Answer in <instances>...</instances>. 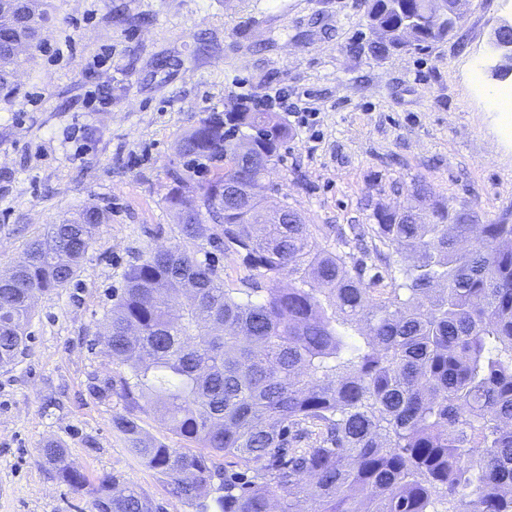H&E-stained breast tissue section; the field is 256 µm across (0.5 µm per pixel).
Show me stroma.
Wrapping results in <instances>:
<instances>
[{"mask_svg":"<svg viewBox=\"0 0 512 512\" xmlns=\"http://www.w3.org/2000/svg\"><path fill=\"white\" fill-rule=\"evenodd\" d=\"M362 0H53L16 90L0 97V271L46 224L94 203L108 212L76 279L40 296L26 345L0 367V512H89L111 476L162 512H200L130 451L121 373L95 338L126 270L178 241L165 202L176 142L251 100L289 130L273 173L307 223L362 230L414 181L482 222L512 217V131L494 120L489 33L500 0H472L456 36L383 59L350 52ZM63 445L88 489L41 457Z\"/></svg>","mask_w":512,"mask_h":512,"instance_id":"stroma-1","label":"stroma"}]
</instances>
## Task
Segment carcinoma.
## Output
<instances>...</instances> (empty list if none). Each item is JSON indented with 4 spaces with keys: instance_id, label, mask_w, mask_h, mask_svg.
<instances>
[{
    "instance_id": "cac0c4a2",
    "label": "carcinoma",
    "mask_w": 512,
    "mask_h": 512,
    "mask_svg": "<svg viewBox=\"0 0 512 512\" xmlns=\"http://www.w3.org/2000/svg\"><path fill=\"white\" fill-rule=\"evenodd\" d=\"M363 5L368 34L353 52L383 58L448 40L432 0ZM50 6L0 0L1 94L12 93L19 44L38 42ZM246 132L252 150L240 156ZM287 139L277 113L247 106L181 137L166 201L176 208L193 183L202 211L181 218L182 242L126 271L98 335L126 372L93 391L123 402L114 424L133 453L204 512L219 453L245 472L222 481L213 512H512V224L450 210L422 180L408 205L374 211L372 249L359 257L344 234L313 230L286 203L281 221L261 224L268 196L248 203L224 183H261ZM106 219L97 205L60 216L23 263L0 271V366L25 345L30 297L76 277ZM205 235L241 260L242 287H224L196 259L190 245ZM386 248L405 259L402 282L375 288L381 275L365 279L367 260L389 265ZM148 410L200 451L143 439L137 414ZM41 454L60 480L84 487L61 445ZM106 496L112 512H157L109 477L93 512Z\"/></svg>"
}]
</instances>
